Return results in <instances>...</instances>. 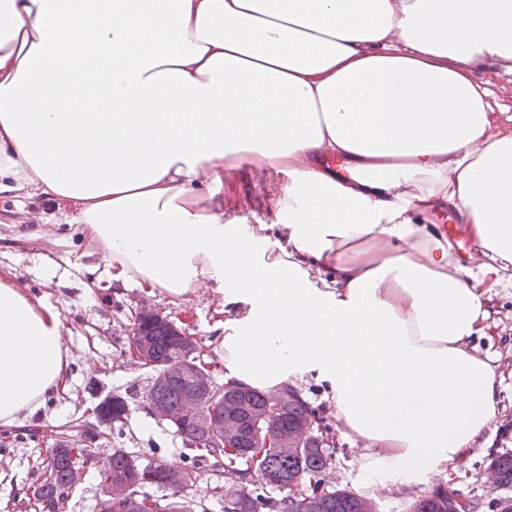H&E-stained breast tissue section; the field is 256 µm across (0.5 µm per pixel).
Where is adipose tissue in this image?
I'll return each instance as SVG.
<instances>
[{"instance_id": "obj_1", "label": "adipose tissue", "mask_w": 512, "mask_h": 512, "mask_svg": "<svg viewBox=\"0 0 512 512\" xmlns=\"http://www.w3.org/2000/svg\"><path fill=\"white\" fill-rule=\"evenodd\" d=\"M510 61L512 0H0V193L123 283L222 295L225 384L327 383L372 489L446 480L502 384L473 341L512 288V135L473 69ZM247 162L287 177L250 228ZM63 330L0 277L1 425L63 388ZM287 178L251 163L224 174V217L232 224L270 223L275 192Z\"/></svg>"}]
</instances>
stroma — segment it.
I'll return each instance as SVG.
<instances>
[{
    "label": "stroma",
    "instance_id": "35a3bbf8",
    "mask_svg": "<svg viewBox=\"0 0 512 512\" xmlns=\"http://www.w3.org/2000/svg\"><path fill=\"white\" fill-rule=\"evenodd\" d=\"M473 74L496 93V131L511 134L512 72L501 64L484 63ZM283 181V175L250 163L226 172L225 219L251 226L269 223L275 193ZM59 218L53 201L33 204L12 193L0 194V277L59 311L68 353L65 389L49 395L35 414L6 429L9 439L0 447V512H33L30 486L53 446L50 431L71 429L79 435L102 431L93 409L110 395L126 398L129 415L126 426L109 441V448L136 452L145 464L180 458V436L158 421L144 400L154 371L134 364L121 352L119 340L127 336L141 307L157 310L201 338L208 360L216 364L215 380L224 379V368L217 363L224 327L211 290L172 304L148 289L122 285L113 280L104 256ZM489 311L488 336L477 339L476 345L491 354L503 379L494 423L482 435L480 448L461 461L452 482L389 485L375 495L379 512H409L412 502L441 489L472 502L475 512H488L486 504L493 498L512 500V487L488 482L494 457L512 453V288L494 295ZM337 444L334 460L323 474L324 486L364 494L368 480L351 464L352 442L341 438Z\"/></svg>",
    "mask_w": 512,
    "mask_h": 512
}]
</instances>
